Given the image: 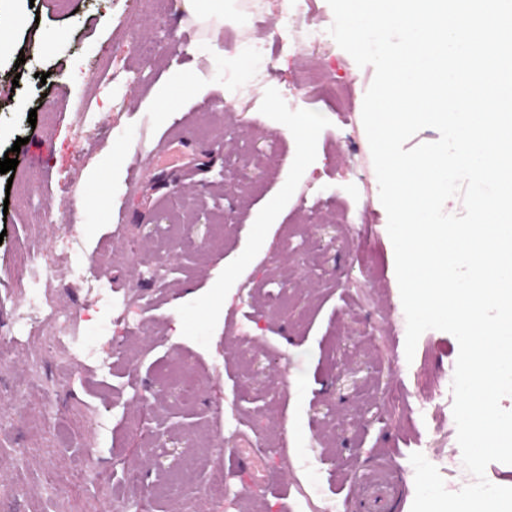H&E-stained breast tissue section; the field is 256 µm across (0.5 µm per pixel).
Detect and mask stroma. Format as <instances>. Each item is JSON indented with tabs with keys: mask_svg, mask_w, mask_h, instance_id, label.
<instances>
[{
	"mask_svg": "<svg viewBox=\"0 0 512 512\" xmlns=\"http://www.w3.org/2000/svg\"><path fill=\"white\" fill-rule=\"evenodd\" d=\"M17 6L22 23L0 55V157L21 137L47 162L0 174V339L18 297L16 256L30 250L54 265L48 294L82 315L85 343L111 351L112 372L98 374L90 358L73 367L45 357L39 327L0 362L10 512H135L144 502L174 512L191 479L214 468L225 491L197 497L195 512L246 502L255 512H324L327 498L336 512H359L347 479L382 459L414 497V452L449 491L472 483L448 381L457 340L429 330L405 355L362 124L375 71L334 39L303 42L309 27L332 25L327 0H224L219 32L196 27L180 0L157 14L149 0ZM50 28L61 37L48 48ZM136 38L152 52L137 54ZM116 70L125 82L105 89L101 75ZM201 82L207 93L190 96ZM161 84L169 94L158 107ZM310 123L305 145L295 130ZM114 126L121 136H110ZM162 140L169 157L134 175L127 155ZM161 173L180 179L176 195L153 187ZM195 221L197 233L180 232ZM147 250L162 287L132 273ZM104 254L113 299H148L144 314L123 319L92 304L72 277ZM132 470L138 483L122 486Z\"/></svg>",
	"mask_w": 512,
	"mask_h": 512,
	"instance_id": "1",
	"label": "stroma"
}]
</instances>
